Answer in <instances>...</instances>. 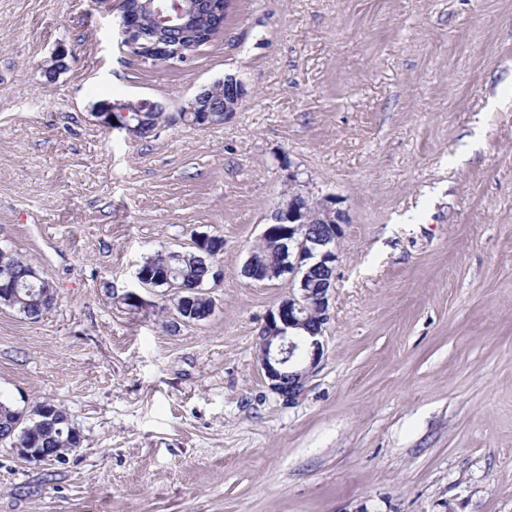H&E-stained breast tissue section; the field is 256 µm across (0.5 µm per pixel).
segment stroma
Wrapping results in <instances>:
<instances>
[{
  "mask_svg": "<svg viewBox=\"0 0 512 512\" xmlns=\"http://www.w3.org/2000/svg\"><path fill=\"white\" fill-rule=\"evenodd\" d=\"M227 74L237 112L177 121ZM137 99L172 122L96 114ZM293 173L349 221L289 402L256 337L290 285L242 267ZM198 234L223 275L188 322L136 272ZM0 250L57 294L0 307V399L82 437L0 445V512H512V0H230L180 66L123 46L108 0H0ZM126 107L121 109L122 115L118 112V116L123 119H116L113 112H98L104 117V123L110 128H118L124 130L128 136L138 138L140 135L148 133L153 128V125L149 123H143L139 127L135 128V124L127 120L130 112L137 113L138 120L141 121L145 117L146 112H152L155 109L154 103L148 100L130 101L126 103ZM113 119H116V124H113Z\"/></svg>",
  "mask_w": 512,
  "mask_h": 512,
  "instance_id": "35a3bbf8",
  "label": "stroma"
}]
</instances>
